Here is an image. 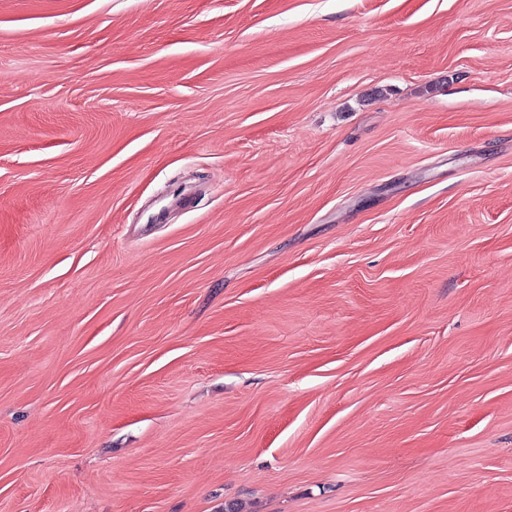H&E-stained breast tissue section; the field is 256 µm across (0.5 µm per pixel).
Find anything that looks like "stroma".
Returning <instances> with one entry per match:
<instances>
[{"label":"stroma","instance_id":"35a3bbf8","mask_svg":"<svg viewBox=\"0 0 512 512\" xmlns=\"http://www.w3.org/2000/svg\"><path fill=\"white\" fill-rule=\"evenodd\" d=\"M228 503L512 512V0H0V512Z\"/></svg>","mask_w":512,"mask_h":512}]
</instances>
